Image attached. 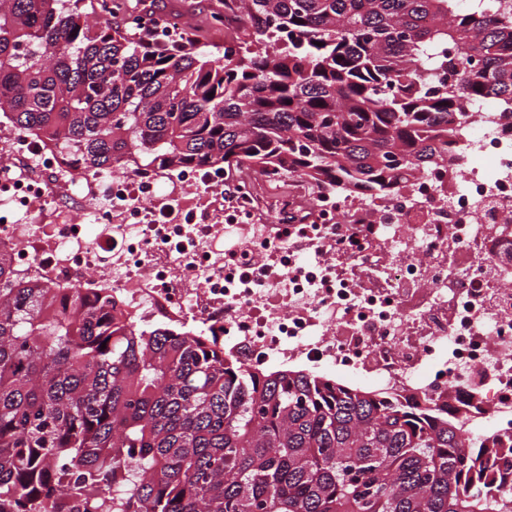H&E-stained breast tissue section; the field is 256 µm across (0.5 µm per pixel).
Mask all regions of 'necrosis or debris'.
<instances>
[{
	"label": "necrosis or debris",
	"instance_id": "necrosis-or-debris-1",
	"mask_svg": "<svg viewBox=\"0 0 512 512\" xmlns=\"http://www.w3.org/2000/svg\"><path fill=\"white\" fill-rule=\"evenodd\" d=\"M0 254L21 276L84 292L111 289L140 325L212 328L245 364L336 366L407 397L468 392L512 434V139L483 122L462 157L394 199L256 194L260 175L188 169L86 181L66 150L0 120ZM169 184L167 197L156 189ZM230 248L218 249L224 234ZM354 237L349 252L337 237ZM315 252L317 262L301 263ZM440 359L438 374L421 373Z\"/></svg>",
	"mask_w": 512,
	"mask_h": 512
}]
</instances>
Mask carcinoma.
<instances>
[{
    "label": "carcinoma",
    "mask_w": 512,
    "mask_h": 512,
    "mask_svg": "<svg viewBox=\"0 0 512 512\" xmlns=\"http://www.w3.org/2000/svg\"><path fill=\"white\" fill-rule=\"evenodd\" d=\"M222 23L221 56L150 52L82 0H0V112L84 177L272 168L373 201L512 104V0H224ZM442 397L255 371L0 256V512H512V438L474 443Z\"/></svg>",
    "instance_id": "obj_1"
}]
</instances>
